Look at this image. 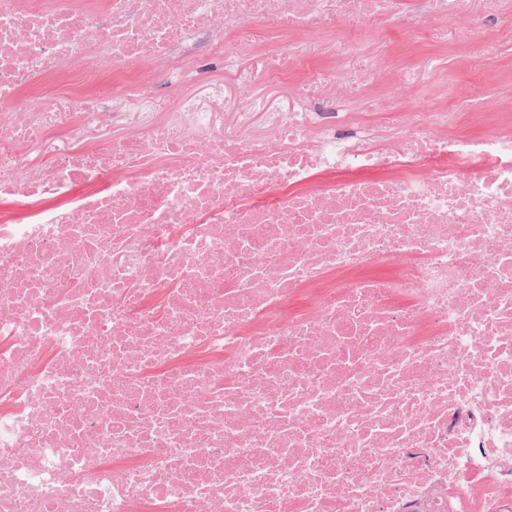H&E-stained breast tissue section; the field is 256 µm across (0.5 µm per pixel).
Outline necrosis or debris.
<instances>
[{
  "mask_svg": "<svg viewBox=\"0 0 512 512\" xmlns=\"http://www.w3.org/2000/svg\"><path fill=\"white\" fill-rule=\"evenodd\" d=\"M423 17L480 28L477 76L363 44ZM494 17L512 0H0V197L29 205L0 210V512H512ZM232 44L288 111L236 70L102 130L111 89L202 82ZM370 68L429 107L380 111ZM252 94L260 97H267L270 101H275L278 106L285 110L290 102L291 88L286 85H269L265 81L256 83L252 88Z\"/></svg>",
  "mask_w": 512,
  "mask_h": 512,
  "instance_id": "1",
  "label": "necrosis or debris"
}]
</instances>
